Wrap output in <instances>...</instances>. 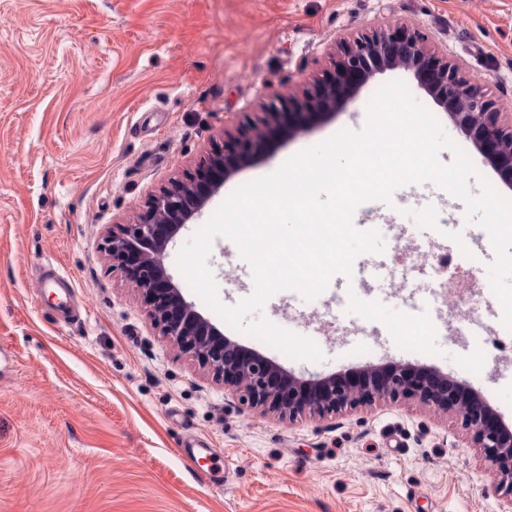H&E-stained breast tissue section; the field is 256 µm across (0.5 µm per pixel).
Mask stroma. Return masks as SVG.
Wrapping results in <instances>:
<instances>
[{"instance_id":"obj_1","label":"stroma","mask_w":512,"mask_h":512,"mask_svg":"<svg viewBox=\"0 0 512 512\" xmlns=\"http://www.w3.org/2000/svg\"><path fill=\"white\" fill-rule=\"evenodd\" d=\"M418 25L432 50L485 85L512 113V0H0V512H512L460 417L414 401H378L325 419L261 417L152 327L138 291L104 252L113 224L193 172L224 131L256 119L275 94L301 97L331 66L336 43L389 24ZM507 189L414 77L373 78L328 121L273 141L263 162L228 181L210 218L239 186L366 116L393 81ZM423 235L385 244L354 308L382 303L353 334L335 288L299 305L288 292L263 306L275 325L316 341L324 358L298 360L244 332L238 344L303 378L411 364L464 382L512 424V351L474 354L446 320L422 325L404 298L431 286L406 257L455 254L474 224L437 235L431 216L458 206L416 185ZM481 265L457 267L476 288L484 324L512 339ZM73 281L79 322L58 318L45 265ZM208 264L229 307L254 290L236 244L219 236ZM216 449L219 482L182 452Z\"/></svg>"}]
</instances>
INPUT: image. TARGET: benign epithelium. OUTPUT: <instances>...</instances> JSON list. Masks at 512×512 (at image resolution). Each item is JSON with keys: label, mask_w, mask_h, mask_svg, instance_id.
<instances>
[{"label": "benign epithelium", "mask_w": 512, "mask_h": 512, "mask_svg": "<svg viewBox=\"0 0 512 512\" xmlns=\"http://www.w3.org/2000/svg\"><path fill=\"white\" fill-rule=\"evenodd\" d=\"M411 72L418 85L453 119L500 180L512 186V120L502 119L480 82L464 78L456 64L432 51L419 29L395 24L338 43L333 69L306 90L303 100L279 98L257 124L224 132L184 181L153 195L137 220L114 224L106 237L112 268L140 293L159 335L191 355L217 381L233 386L253 412L293 419H324L378 400H416L456 413L491 470V489L512 497V427L468 385L411 365H382L353 374L303 379L224 337L186 301L167 273L169 243L197 219L224 182L261 161L270 134L288 139L307 130L309 118L341 111L374 76L392 69Z\"/></svg>", "instance_id": "obj_1"}]
</instances>
